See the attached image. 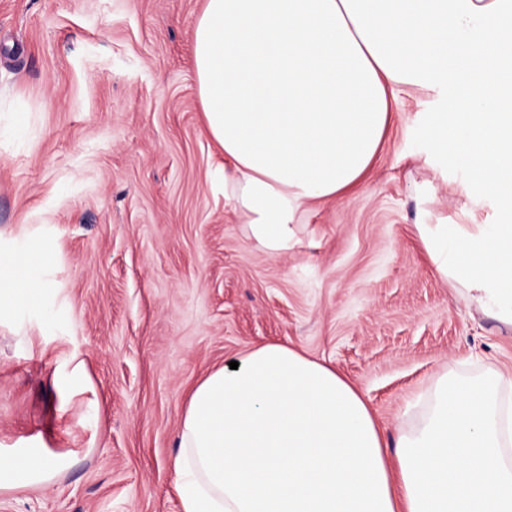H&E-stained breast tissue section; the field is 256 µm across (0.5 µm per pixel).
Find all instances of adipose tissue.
<instances>
[{"mask_svg":"<svg viewBox=\"0 0 512 512\" xmlns=\"http://www.w3.org/2000/svg\"><path fill=\"white\" fill-rule=\"evenodd\" d=\"M193 60L207 131L224 152V201L272 255L299 215L371 167L397 91L440 107L421 128L463 173L488 224H419L451 288L512 325V0H206ZM51 262L26 231L0 230V320L47 317ZM88 386L84 361L54 374ZM173 461L181 512H512V397L499 380L440 378L424 421L387 452L357 387L280 343L205 374L188 395ZM32 448L0 450V491L48 481Z\"/></svg>","mask_w":512,"mask_h":512,"instance_id":"adipose-tissue-1","label":"adipose tissue"}]
</instances>
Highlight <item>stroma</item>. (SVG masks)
<instances>
[{"label":"stroma","instance_id":"35a3bbf8","mask_svg":"<svg viewBox=\"0 0 512 512\" xmlns=\"http://www.w3.org/2000/svg\"><path fill=\"white\" fill-rule=\"evenodd\" d=\"M204 3L0 0V229H30L57 290L50 321L0 324V447L65 461L0 492V512H180L186 393L259 344L335 367L389 444L440 374H512V325L450 288L415 233L464 205L461 172L420 136L435 94L402 93L359 186L311 204L298 245L270 255L213 182L224 153L192 55ZM71 355L98 416L57 412L52 373Z\"/></svg>","mask_w":512,"mask_h":512}]
</instances>
